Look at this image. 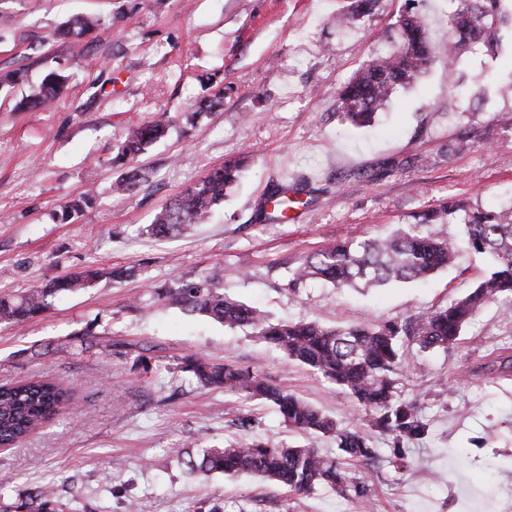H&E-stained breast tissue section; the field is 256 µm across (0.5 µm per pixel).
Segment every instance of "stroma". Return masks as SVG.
I'll return each mask as SVG.
<instances>
[{
    "label": "stroma",
    "instance_id": "1",
    "mask_svg": "<svg viewBox=\"0 0 512 512\" xmlns=\"http://www.w3.org/2000/svg\"><path fill=\"white\" fill-rule=\"evenodd\" d=\"M0 0V71L26 82L0 88V295L85 267H131L53 298L21 325L0 323V383L37 376L63 382L76 412L17 448H0V503L53 484L81 512H189L197 501L227 512H364L362 501L321 487L295 495L273 483L188 475L184 452L242 439L337 451L334 439L294 432L267 404L200 387L176 365L189 354L257 369L327 416L345 421L353 399L251 336L170 304L165 290L201 277L273 319L372 326L447 305L476 288L490 256L461 249L452 267L422 282L336 288L292 278L306 256L345 240L399 228L463 238L459 221L432 227L424 213L455 203L493 209L512 202V37L497 59L465 53L432 65L400 91L374 126L342 125L336 89L373 58L405 0H378L350 31L336 13L349 0ZM108 20L87 36L75 64L55 32L74 17ZM69 66L68 89L48 107L20 111L40 84L44 58ZM111 93H101L103 83ZM223 91L220 107L197 113ZM165 117L166 138L138 161L146 180L119 200L112 184L126 128ZM462 150H455L459 139ZM250 163L210 219L157 239L146 232L171 200L225 160ZM302 188L309 201L287 222H257L270 185ZM96 201L74 223L52 214L87 188ZM512 347V303H487L451 350L409 345L400 388L421 398L427 434L411 455L433 469L395 472L391 437L369 431L381 457L367 470L375 512H512V372L496 368ZM147 354L148 366L136 365ZM121 470H113V459Z\"/></svg>",
    "mask_w": 512,
    "mask_h": 512
}]
</instances>
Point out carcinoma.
Masks as SVG:
<instances>
[{
	"instance_id": "obj_1",
	"label": "carcinoma",
	"mask_w": 512,
	"mask_h": 512,
	"mask_svg": "<svg viewBox=\"0 0 512 512\" xmlns=\"http://www.w3.org/2000/svg\"><path fill=\"white\" fill-rule=\"evenodd\" d=\"M425 0H406L396 28L384 47L362 66L336 93L337 113L355 125H365L388 105L392 96L410 86L439 57L431 44L424 15ZM504 0H450L448 13V64L460 52L475 46L486 55L499 52L502 30H512V10ZM106 24L98 15H87L64 26L62 34L78 47L83 57V38ZM70 75L50 68L37 92L20 102L22 108L44 107L67 86ZM161 119L145 120L131 128L113 159L123 168L114 192L130 197L146 181L136 157L166 134ZM243 169L240 161H229L204 180L181 192L149 225L151 235L172 236L200 222L237 183ZM288 189L273 186L258 201L256 218L261 222L285 216L302 203L287 196ZM94 197L83 193L61 208L56 218L71 223L92 207ZM461 213L469 249L495 258L490 274L467 295L444 307L425 311L411 320L387 321L377 326H329L316 320L273 322L265 312L238 302L200 279L168 294L193 313L211 318L229 328H247L258 339L280 350L291 361L307 367L324 381L350 394L361 408L364 425L340 426L288 387L269 381L258 371L235 364L215 363L194 354L181 358L176 368L190 374L203 387L222 389L227 395L244 394L277 408L291 430L336 439L340 454L328 456L313 447L284 448L260 440L204 448L180 459L191 474L246 475L271 481L296 495L310 494L320 486L361 501L370 500L369 489L352 469L360 461L376 463L377 450L369 445L365 428L388 433L397 441L423 437L427 424L416 411L417 399L402 397L399 376L405 365L408 342L421 350L452 348L464 326L487 302H512V204L499 211L448 205L425 216L429 224H444ZM455 241L438 234L421 235L398 229L385 238L344 241L306 257L294 271L295 280L320 278L334 286H383L394 282L426 279L452 264ZM131 268L86 269L49 280L41 288L15 295H0V321L20 323L50 307L51 298L62 292L92 287L98 280H121ZM74 410V394L62 383L42 377L0 385V447H12L51 420ZM389 465L397 472L418 467L406 449H392ZM16 512H63L54 485L38 486Z\"/></svg>"
}]
</instances>
